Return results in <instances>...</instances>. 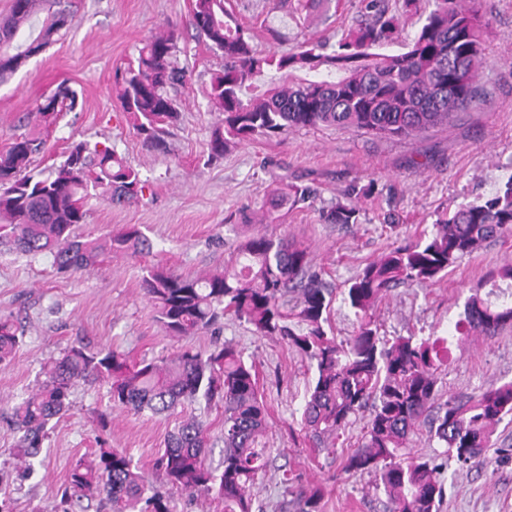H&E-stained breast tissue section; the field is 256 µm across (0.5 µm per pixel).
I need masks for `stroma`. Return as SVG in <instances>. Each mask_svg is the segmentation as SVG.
Wrapping results in <instances>:
<instances>
[{
  "label": "stroma",
  "mask_w": 512,
  "mask_h": 512,
  "mask_svg": "<svg viewBox=\"0 0 512 512\" xmlns=\"http://www.w3.org/2000/svg\"><path fill=\"white\" fill-rule=\"evenodd\" d=\"M228 7L267 52L288 50L304 39H339L366 15L363 0L337 5L325 0L298 13L290 0H229ZM70 10L73 21L63 35L0 85V146L24 132V116L68 83L79 105L60 116L46 152L30 168L49 173L75 141L111 146L145 181L144 196L122 205L90 198L80 232L105 238L133 225L152 251L116 253L91 272L71 275L59 274L49 255L31 259L0 252V316L26 330L15 359L0 364V501L9 502L12 512H56L72 465L102 444L126 451L140 471L158 477L156 462L174 419L111 409L108 385L83 381L73 386L71 409L54 422L32 470H15L11 450L17 436L8 417L66 347L79 340L92 349L109 345L139 360L170 354L186 343L208 350L230 342L255 362L269 408L264 440L270 465L252 489L253 512H277L286 471L323 487L322 512H384L374 474L343 469L363 419L345 430L335 453L311 450L299 426L311 377L306 362L229 317L187 340L169 336L144 294L142 268L158 262L185 276L218 272L241 240L274 233L304 242L314 266L340 289L390 247L460 205L493 194L512 178V0L481 2L487 47L481 82L489 96L452 124L407 138L333 126L292 129L232 146L212 164L206 142L218 114L206 89L224 58L197 37L190 0H70ZM170 29L179 35L186 80L175 94L182 120L162 154L136 135L132 116L117 98L115 73L137 57L152 34ZM286 182L312 188L315 198L270 219L269 195ZM338 203L358 208L357 223H323L321 210ZM504 264H512V236L489 241L432 285L397 288L373 310L386 336H450L451 359L438 383L443 395H469L512 381V328L493 337L452 335L470 287ZM106 410L112 421L102 429L96 415ZM441 478L446 494L440 512H512V462L490 459L469 467L452 462Z\"/></svg>",
  "instance_id": "35a3bbf8"
}]
</instances>
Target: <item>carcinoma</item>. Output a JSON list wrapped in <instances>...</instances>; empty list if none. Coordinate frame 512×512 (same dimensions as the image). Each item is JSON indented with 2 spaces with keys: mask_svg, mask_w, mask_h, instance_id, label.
I'll use <instances>...</instances> for the list:
<instances>
[{
  "mask_svg": "<svg viewBox=\"0 0 512 512\" xmlns=\"http://www.w3.org/2000/svg\"><path fill=\"white\" fill-rule=\"evenodd\" d=\"M476 0H369L374 13L334 43L302 41L281 54H266L251 32L227 10L225 0H191L192 25L224 56L207 97L221 119L206 144L209 161L230 145L280 135L290 129L336 126L377 137L416 136L446 124L484 102L480 72L485 64L483 24ZM418 16L414 36L402 50L386 47L401 37L402 22ZM73 16L64 0H12L0 16V84L44 52ZM174 31L151 37L138 56L115 74L123 109L133 115L143 143L164 152L168 130L181 112L169 89L184 81ZM78 106L77 92L60 84L27 121L44 131ZM44 136L22 133L0 149V246L25 255L49 252L60 273L87 272L114 253L148 254L149 240L135 226L107 238L83 237V199L98 187L109 201L139 200L145 182L111 146L78 141L48 175L31 174L44 153ZM310 187L287 185L269 199L272 209L303 207ZM326 224H355L358 209L332 205ZM512 234V178L479 204L460 206L448 219L382 253L345 284L342 302L356 318L348 339L335 336L330 313L336 300L306 247L285 236L259 234L243 240L224 271L184 277L157 263L146 270L143 290L171 336L205 332L225 317L247 324L256 336H274L309 363L313 375L301 426L316 447H335L351 419L368 413L356 449L346 456L348 473H373L385 512H439L445 485L438 456H416L408 440L428 417L430 440L460 465L483 462L495 426L512 414V382L441 401L438 374L448 366L446 336L380 335L372 318L377 303L402 284L431 285L463 257L488 241ZM490 287L487 293L482 289ZM512 288V264L493 270L474 286L454 324V335L495 336L512 327V303L493 302L494 289ZM24 330L0 317V363L11 361ZM109 384L112 407L171 415L199 399L224 408V460L212 467L205 454L207 425L196 416L178 423L158 461L161 490L129 455L101 448L96 461H77L69 472L62 512H89L82 501L108 512H173L171 492L211 496L224 512H252L251 489L269 466L262 442L268 411L253 364L230 342L202 351L181 347L167 357L131 362L110 347L78 342L67 348L37 391L15 405L10 426L20 434L17 452L40 455L47 427L69 411L72 386ZM282 512H321L323 489L304 487L286 473L280 481Z\"/></svg>",
  "mask_w": 512,
  "mask_h": 512,
  "instance_id": "1",
  "label": "carcinoma"
}]
</instances>
